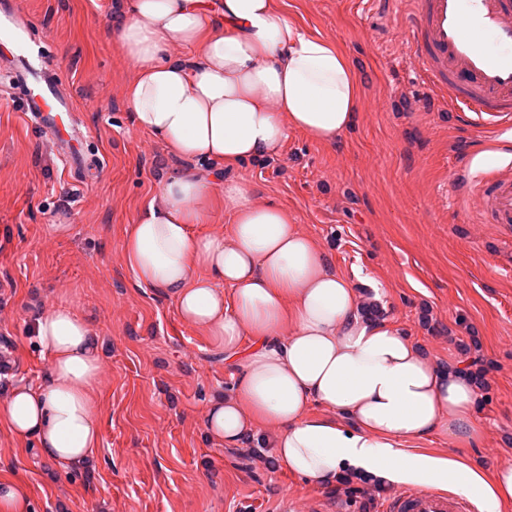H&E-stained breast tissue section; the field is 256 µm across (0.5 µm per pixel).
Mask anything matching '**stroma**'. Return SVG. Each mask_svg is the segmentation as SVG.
<instances>
[{
    "instance_id": "1",
    "label": "stroma",
    "mask_w": 512,
    "mask_h": 512,
    "mask_svg": "<svg viewBox=\"0 0 512 512\" xmlns=\"http://www.w3.org/2000/svg\"><path fill=\"white\" fill-rule=\"evenodd\" d=\"M124 0H22L37 39L78 101L94 178L81 179L40 138L0 74V388L42 381L48 357L33 334L42 309L64 305L95 327L105 412L95 460L62 472L36 444L0 437V474L24 478L31 512H380L396 494L372 479L354 492L315 488L276 467L262 438L237 448L202 427L210 397L235 367L182 323L171 301L140 286L122 253L125 229L172 168L137 130L124 98L133 71L109 29ZM290 21L334 40L362 85L352 128L333 144L293 134L275 157L228 178L288 207L353 277L368 303L420 343L434 364L474 361L483 377L482 437L463 454L512 467V225L479 221L458 202V156L507 166L512 130L467 125L432 95L410 61L400 8L377 0H279Z\"/></svg>"
}]
</instances>
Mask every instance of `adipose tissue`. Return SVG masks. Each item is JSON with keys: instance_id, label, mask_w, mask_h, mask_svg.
<instances>
[{"instance_id": "1", "label": "adipose tissue", "mask_w": 512, "mask_h": 512, "mask_svg": "<svg viewBox=\"0 0 512 512\" xmlns=\"http://www.w3.org/2000/svg\"><path fill=\"white\" fill-rule=\"evenodd\" d=\"M112 40L134 71L124 95L135 127L176 163L128 225L124 261L236 363L205 409L206 436L235 448L270 434L277 463L314 487L364 472L505 512L512 467L411 447L434 435L462 448L481 437L465 364L436 366L398 327L365 313L287 207L224 178L279 154L293 132L332 144L353 125L360 81L347 54L291 22L278 0H125ZM179 48L194 59L176 57ZM221 211L230 228L199 233ZM33 332L46 375L0 398V433L36 443L57 469L89 464L101 444V342L63 306L46 307Z\"/></svg>"}]
</instances>
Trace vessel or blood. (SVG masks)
Returning <instances> with one entry per match:
<instances>
[{
    "label": "vessel or blood",
    "instance_id": "obj_1",
    "mask_svg": "<svg viewBox=\"0 0 512 512\" xmlns=\"http://www.w3.org/2000/svg\"><path fill=\"white\" fill-rule=\"evenodd\" d=\"M401 24L413 63L449 105L464 107L471 123L497 133L512 129V0H409ZM18 0H0V43L15 52L5 72L12 94L32 124L75 172L85 169L82 135L62 128V115L77 109L46 51L32 52V28ZM460 199L477 201L495 223L512 224V169L471 176L460 165L453 176ZM385 512H472L468 500L426 489L401 492Z\"/></svg>",
    "mask_w": 512,
    "mask_h": 512
}]
</instances>
